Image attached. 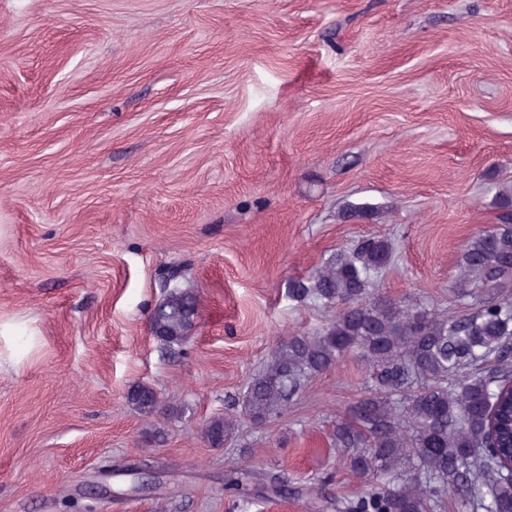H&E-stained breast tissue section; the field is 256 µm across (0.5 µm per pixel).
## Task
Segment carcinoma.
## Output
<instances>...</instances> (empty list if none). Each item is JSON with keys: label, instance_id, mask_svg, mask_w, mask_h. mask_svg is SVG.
<instances>
[{"label": "carcinoma", "instance_id": "cac0c4a2", "mask_svg": "<svg viewBox=\"0 0 512 512\" xmlns=\"http://www.w3.org/2000/svg\"><path fill=\"white\" fill-rule=\"evenodd\" d=\"M490 205L499 223L464 246L452 292L471 308L440 316L417 303L369 297L373 278L391 261L388 241L366 236L332 254L292 295L341 306L336 319L314 334L281 341L249 383L246 414L263 422L288 411L306 382L355 353L363 361L367 388L332 430L336 452L361 479L355 496L336 500V512H443L453 496L458 512H512V473L490 438V422L503 413L502 439L512 436V408L499 394L512 376V187L498 188ZM377 212L370 202L350 203L346 218ZM149 315L151 331L168 345L189 339L195 297L177 289ZM129 404L149 418L161 400L149 385L127 394ZM234 433L232 420L215 417L203 427L212 447ZM253 484L281 498L299 494L288 480L233 468L224 490Z\"/></svg>", "mask_w": 512, "mask_h": 512}]
</instances>
